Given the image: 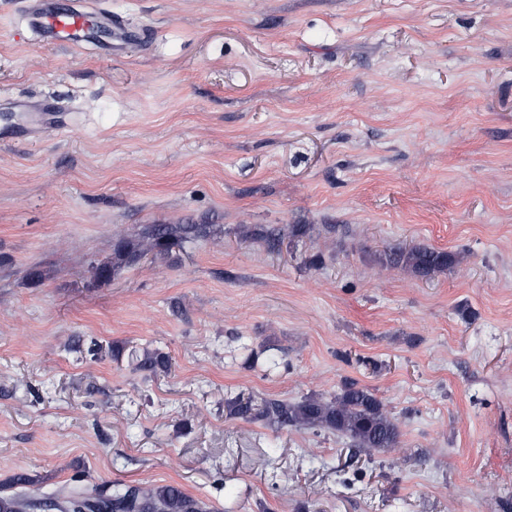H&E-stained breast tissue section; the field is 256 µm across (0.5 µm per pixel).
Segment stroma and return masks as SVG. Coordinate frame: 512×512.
Returning <instances> with one entry per match:
<instances>
[{"mask_svg": "<svg viewBox=\"0 0 512 512\" xmlns=\"http://www.w3.org/2000/svg\"><path fill=\"white\" fill-rule=\"evenodd\" d=\"M51 5L112 37L72 47L0 0V131L67 120L0 142V492L512 512V0ZM149 224L210 233L121 262ZM396 245L448 266H389ZM146 348L167 369L138 370ZM347 384L397 450L229 414Z\"/></svg>", "mask_w": 512, "mask_h": 512, "instance_id": "1", "label": "stroma"}]
</instances>
